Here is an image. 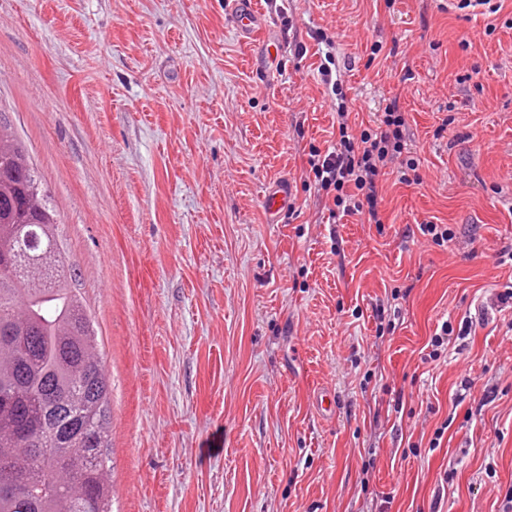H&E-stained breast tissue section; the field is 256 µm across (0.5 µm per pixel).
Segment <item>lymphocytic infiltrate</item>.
Listing matches in <instances>:
<instances>
[{"mask_svg": "<svg viewBox=\"0 0 512 512\" xmlns=\"http://www.w3.org/2000/svg\"><path fill=\"white\" fill-rule=\"evenodd\" d=\"M406 118L397 103L388 104L375 128L353 135L347 122L338 125V139L327 147L309 145L308 164L319 195L334 210L357 215L368 224L380 223V181L396 160L417 171L414 158H404Z\"/></svg>", "mask_w": 512, "mask_h": 512, "instance_id": "lymphocytic-infiltrate-1", "label": "lymphocytic infiltrate"}]
</instances>
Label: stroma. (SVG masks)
<instances>
[{"instance_id": "35a3bbf8", "label": "stroma", "mask_w": 512, "mask_h": 512, "mask_svg": "<svg viewBox=\"0 0 512 512\" xmlns=\"http://www.w3.org/2000/svg\"><path fill=\"white\" fill-rule=\"evenodd\" d=\"M254 2L290 42L266 78L226 0H0V110L110 378L113 508L504 512L512 0ZM322 33L349 126L397 102L420 161L421 183L384 177L378 224L328 223L304 185L306 148L338 131ZM263 207L266 214L276 218L288 205V191L283 185L272 187L263 196Z\"/></svg>"}]
</instances>
